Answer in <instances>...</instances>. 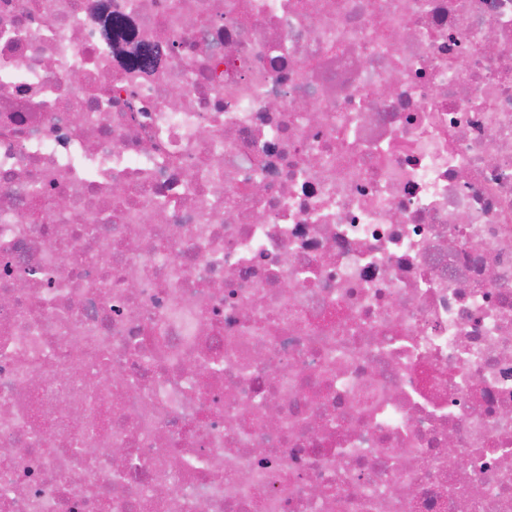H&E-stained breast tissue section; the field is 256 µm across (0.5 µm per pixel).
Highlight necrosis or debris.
<instances>
[{
  "instance_id": "4bbe7bcc",
  "label": "necrosis or debris",
  "mask_w": 512,
  "mask_h": 512,
  "mask_svg": "<svg viewBox=\"0 0 512 512\" xmlns=\"http://www.w3.org/2000/svg\"><path fill=\"white\" fill-rule=\"evenodd\" d=\"M0 447V512H512V0H0Z\"/></svg>"
}]
</instances>
